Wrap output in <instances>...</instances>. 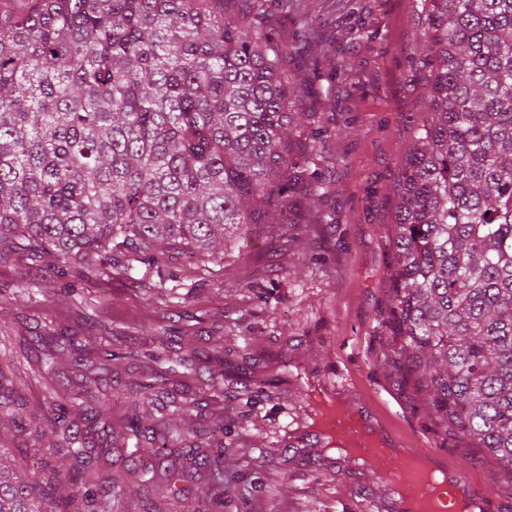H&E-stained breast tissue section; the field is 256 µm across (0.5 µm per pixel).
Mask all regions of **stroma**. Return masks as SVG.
Here are the masks:
<instances>
[{
    "label": "stroma",
    "mask_w": 512,
    "mask_h": 512,
    "mask_svg": "<svg viewBox=\"0 0 512 512\" xmlns=\"http://www.w3.org/2000/svg\"><path fill=\"white\" fill-rule=\"evenodd\" d=\"M305 2L299 16H284L279 0H268L267 10L284 39H295L309 20L327 25L324 51L289 58L283 68L310 80L316 96L308 108L337 131L318 145L324 190L314 206L330 223L256 231L215 260L174 257L162 282L150 273L88 278L77 266L59 272L27 258L1 261L0 365L9 367L27 411L36 412L50 391L65 394L69 383L33 373L19 323L51 321L96 345L146 351L154 346L152 324L165 322L179 358L219 337L225 414L240 411L241 394L256 381L279 379L245 429L224 437L248 466L243 480H225L224 512H395L396 495L349 456L332 450L318 463L314 434L326 426L303 424L302 389L284 374L294 367L314 383L316 401L367 413L400 447L464 467L471 484L488 492V512H512V473L431 422L382 356L392 188L427 107L417 69L420 0H359L349 17L332 0ZM364 29L372 39L361 38ZM344 57L353 63L347 73L339 68Z\"/></svg>",
    "instance_id": "35a3bbf8"
}]
</instances>
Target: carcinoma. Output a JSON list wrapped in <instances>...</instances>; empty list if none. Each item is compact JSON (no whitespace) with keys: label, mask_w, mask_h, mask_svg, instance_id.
<instances>
[{"label":"carcinoma","mask_w":512,"mask_h":512,"mask_svg":"<svg viewBox=\"0 0 512 512\" xmlns=\"http://www.w3.org/2000/svg\"><path fill=\"white\" fill-rule=\"evenodd\" d=\"M267 0H22L0 9V260L39 257L90 275L164 277V258L224 254L264 225L292 223L295 194L320 196L316 144L337 134L306 111L304 84L282 61L320 33L275 39ZM419 63L427 116L394 185L393 255L385 293L387 358L437 425L468 437L512 472V0H422ZM39 375L67 362L66 401L37 414L0 399V423L49 430L21 476L0 454V512H109L131 484L142 512H188L187 497L151 496L197 478L201 505H224L227 449L188 422L201 379L224 407V347L173 368L169 346L116 353L71 329L36 324L20 335ZM147 371L134 393L159 413L84 396L117 361ZM60 457L65 467L50 460Z\"/></svg>","instance_id":"obj_1"}]
</instances>
